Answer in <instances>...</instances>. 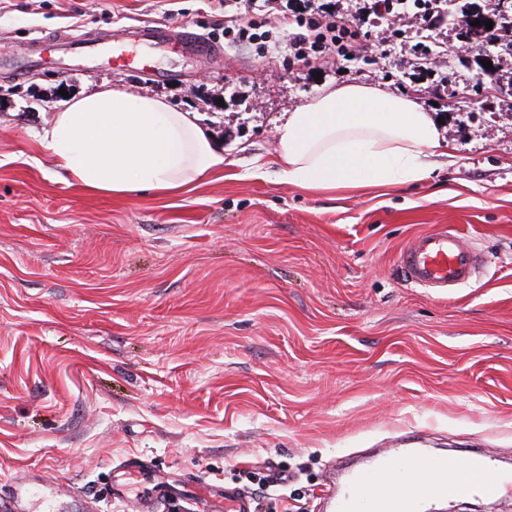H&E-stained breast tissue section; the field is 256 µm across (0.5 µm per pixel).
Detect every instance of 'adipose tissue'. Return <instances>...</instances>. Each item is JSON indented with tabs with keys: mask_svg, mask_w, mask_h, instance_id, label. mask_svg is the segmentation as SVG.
<instances>
[{
	"mask_svg": "<svg viewBox=\"0 0 512 512\" xmlns=\"http://www.w3.org/2000/svg\"><path fill=\"white\" fill-rule=\"evenodd\" d=\"M275 137L272 165L313 192L418 181L425 157L447 150L434 118L412 98L361 84L297 107ZM41 143L59 172L99 193L171 194L224 167L223 147L194 114L106 86L67 102Z\"/></svg>",
	"mask_w": 512,
	"mask_h": 512,
	"instance_id": "ef3b65f1",
	"label": "adipose tissue"
}]
</instances>
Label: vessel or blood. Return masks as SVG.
<instances>
[{"label": "vessel or blood", "mask_w": 512, "mask_h": 512, "mask_svg": "<svg viewBox=\"0 0 512 512\" xmlns=\"http://www.w3.org/2000/svg\"><path fill=\"white\" fill-rule=\"evenodd\" d=\"M178 42L196 61L210 60L216 48L189 28L169 26H124L108 39L89 36L36 39L24 47L27 67L39 62V50L50 45L67 57L83 58L111 54L120 59L129 44H143L153 50ZM481 259L453 229L442 228L414 237L400 254V268L406 282L440 293H448L469 282L477 273ZM503 484L491 472L490 456L473 452L465 464L424 453L390 451L366 469L353 475L346 491L328 487V497L336 498L338 512H426L429 503L478 491L487 496L501 492ZM65 496L63 484L39 486L19 484L8 497H0V512H37L35 500H42L39 512H55ZM208 512H254L250 491L239 487L224 492H207Z\"/></svg>", "instance_id": "b4317fda"}]
</instances>
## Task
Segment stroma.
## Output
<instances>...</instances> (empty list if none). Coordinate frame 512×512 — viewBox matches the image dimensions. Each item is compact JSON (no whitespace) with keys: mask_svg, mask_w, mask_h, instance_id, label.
Segmentation results:
<instances>
[{"mask_svg":"<svg viewBox=\"0 0 512 512\" xmlns=\"http://www.w3.org/2000/svg\"><path fill=\"white\" fill-rule=\"evenodd\" d=\"M188 25L221 48L137 46L20 73L26 40L58 31ZM264 50L225 43L205 0H0V494L56 480L133 512L146 483L110 489L139 457L187 486L257 488L291 474L265 512H323L332 462L355 468L391 438L466 460L482 449L512 472V96L479 81L482 58L443 53L413 82L412 44L387 22L371 58L313 68L288 55L287 26ZM177 69L173 83L148 78ZM362 84L415 98L451 153L424 180L313 193L268 161L275 127L323 89ZM165 97L224 144L222 173L169 195L90 192L57 173L39 141L66 97L101 85ZM266 163L263 175L255 167ZM466 234L484 256L446 296L405 282L417 234Z\"/></svg>","mask_w":512,"mask_h":512,"instance_id":"stroma-1","label":"stroma"}]
</instances>
